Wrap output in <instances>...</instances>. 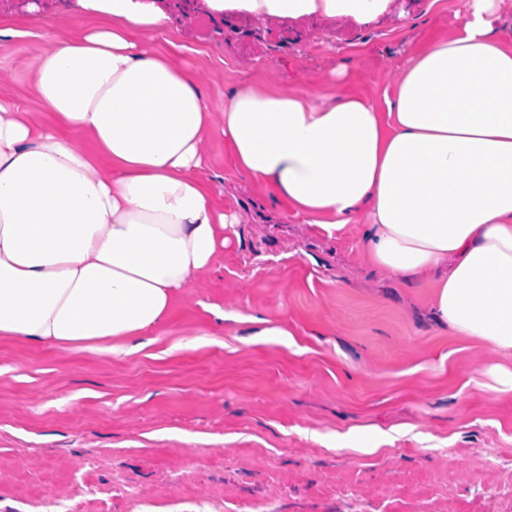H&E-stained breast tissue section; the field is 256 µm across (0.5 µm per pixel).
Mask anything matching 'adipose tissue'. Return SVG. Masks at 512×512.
Wrapping results in <instances>:
<instances>
[{
	"mask_svg": "<svg viewBox=\"0 0 512 512\" xmlns=\"http://www.w3.org/2000/svg\"><path fill=\"white\" fill-rule=\"evenodd\" d=\"M203 2L213 15L365 23L393 0ZM498 2L468 0L386 108L246 85L225 97L222 133L238 171L307 223L336 230L369 206L373 266L434 275L440 323L512 352V47ZM74 7L97 24L52 41L36 69L55 127L0 101V336L120 351L164 321L238 218L202 175L213 116L195 74L146 41L169 28L164 0Z\"/></svg>",
	"mask_w": 512,
	"mask_h": 512,
	"instance_id": "1",
	"label": "adipose tissue"
}]
</instances>
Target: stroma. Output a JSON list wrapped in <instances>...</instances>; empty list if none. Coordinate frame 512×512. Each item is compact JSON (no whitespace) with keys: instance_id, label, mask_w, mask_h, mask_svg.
<instances>
[{"instance_id":"1","label":"stroma","mask_w":512,"mask_h":512,"mask_svg":"<svg viewBox=\"0 0 512 512\" xmlns=\"http://www.w3.org/2000/svg\"><path fill=\"white\" fill-rule=\"evenodd\" d=\"M161 52L213 113L205 176L236 214L228 246L127 350L0 337V512H512V354L452 335L428 280L374 268L365 213L326 232L239 174L224 95L242 85L314 103L385 106L409 58L455 34L467 0H394L359 25L226 23L168 0ZM92 18L0 0V100L45 124L35 61ZM343 70L336 78L335 70Z\"/></svg>"}]
</instances>
